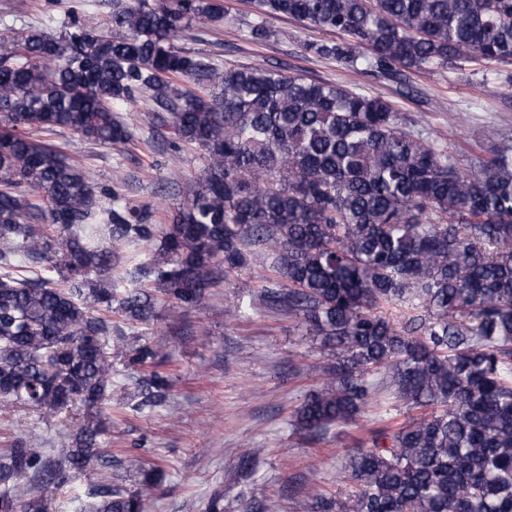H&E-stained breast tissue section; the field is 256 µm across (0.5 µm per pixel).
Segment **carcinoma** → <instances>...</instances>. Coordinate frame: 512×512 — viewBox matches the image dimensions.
I'll list each match as a JSON object with an SVG mask.
<instances>
[{"mask_svg": "<svg viewBox=\"0 0 512 512\" xmlns=\"http://www.w3.org/2000/svg\"><path fill=\"white\" fill-rule=\"evenodd\" d=\"M338 40L306 44L355 71L411 88L410 76L463 63L512 65V0H250ZM225 0H116L112 15L55 38L0 37V402L51 421L83 412L54 457L15 440L0 450V512L48 500L104 448L112 343L126 346L136 411L164 407L165 342L129 345L157 304L177 318L205 289L273 256L260 296L320 338L321 380L292 426L312 438L352 423L383 384L418 417L371 431L348 453L354 494L308 489V512H512V141L461 168L381 95L178 45L182 22L229 15ZM148 97L154 128L203 151L187 201L154 212L105 207L90 175L35 137L71 129L103 145L134 136L118 112ZM103 216L112 246L98 242ZM151 248L119 290V249ZM28 264L41 274H21ZM406 309L401 322L384 309ZM156 469L137 487L101 484L78 512H147Z\"/></svg>", "mask_w": 512, "mask_h": 512, "instance_id": "obj_1", "label": "carcinoma"}]
</instances>
